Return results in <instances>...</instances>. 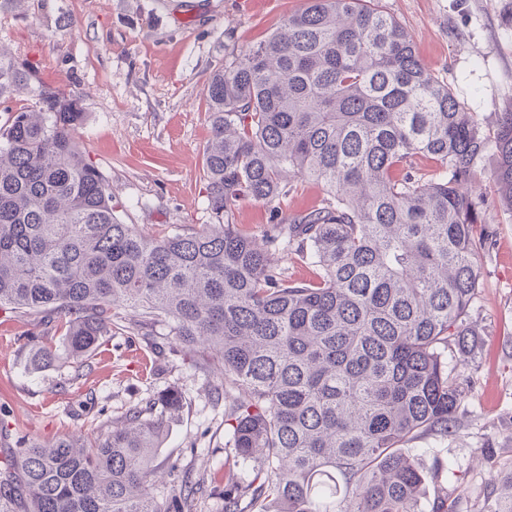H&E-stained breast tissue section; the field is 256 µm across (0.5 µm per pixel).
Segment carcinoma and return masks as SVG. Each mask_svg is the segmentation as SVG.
Returning a JSON list of instances; mask_svg holds the SVG:
<instances>
[{"label": "carcinoma", "instance_id": "carcinoma-1", "mask_svg": "<svg viewBox=\"0 0 512 512\" xmlns=\"http://www.w3.org/2000/svg\"><path fill=\"white\" fill-rule=\"evenodd\" d=\"M38 105L0 127V310L65 329L74 375L117 326H158L221 365L239 399L224 432V512H419L425 480L402 446L445 440L459 402L448 348L469 308L490 221L461 192L489 149L512 211V111L493 136L416 55L373 0H307L267 40L232 51L205 89L212 138L204 185L215 220L149 236L116 214L83 153L80 100L36 82L0 46V97ZM438 166L428 176L412 159ZM321 183V207L261 241L235 224L291 180ZM288 250L316 278H288ZM58 358L47 341L30 356ZM181 394L167 389L94 436L24 443L0 481V512H192L197 483L158 501L153 459Z\"/></svg>", "mask_w": 512, "mask_h": 512}]
</instances>
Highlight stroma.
<instances>
[{
    "label": "stroma",
    "mask_w": 512,
    "mask_h": 512,
    "mask_svg": "<svg viewBox=\"0 0 512 512\" xmlns=\"http://www.w3.org/2000/svg\"><path fill=\"white\" fill-rule=\"evenodd\" d=\"M305 0H0V44L39 81L80 98L86 119L79 142L104 173L123 223L154 236L191 233L211 223L204 191V149L211 137L205 89L224 62L225 46L243 50L267 39ZM405 28L419 59L447 84L485 134L512 110V0H378ZM494 154L468 186L495 235L479 261L468 350L450 349L448 369L460 393L448 440L426 437L415 448L440 461L421 499L440 495L456 512H482L495 478L512 472V211L503 207ZM63 330L34 315L0 311V471L25 439L98 432L126 410L168 387L182 408L166 428L151 492L165 500L170 465L203 479L193 512H224V410L210 389L217 368L169 336L113 330L91 358L88 376L72 380L60 362L31 371L29 355Z\"/></svg>",
    "instance_id": "obj_1"
}]
</instances>
